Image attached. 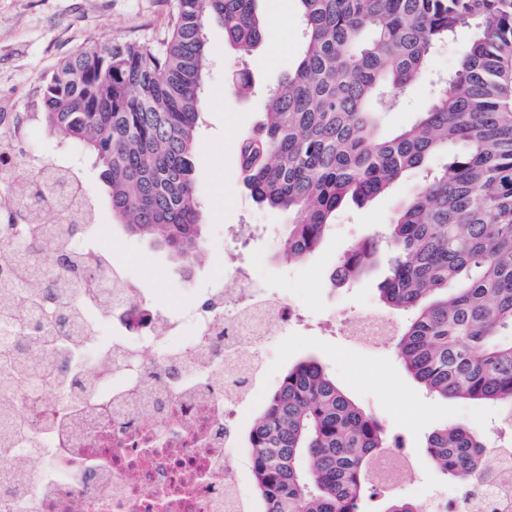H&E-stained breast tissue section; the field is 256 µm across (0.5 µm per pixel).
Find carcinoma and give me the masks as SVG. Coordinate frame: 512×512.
<instances>
[{"label": "carcinoma", "instance_id": "carcinoma-1", "mask_svg": "<svg viewBox=\"0 0 512 512\" xmlns=\"http://www.w3.org/2000/svg\"><path fill=\"white\" fill-rule=\"evenodd\" d=\"M255 2L174 0L157 44L80 48L40 87L38 120L90 156L112 216L184 263L203 247L192 156L210 57L204 29L222 23L225 42L252 54L264 34ZM297 2L302 53L268 96L260 132L240 142L253 199L288 213L280 256L305 260L346 202L423 174L384 239L369 236L348 250L331 281L362 278L388 253L378 298L408 314L393 337L405 369L431 396L500 405L512 430V0ZM463 31L460 63L437 78L431 102L408 127L381 135L378 115L428 77L437 48ZM68 179L45 165L30 191L57 201ZM32 224L23 204L0 211V229ZM26 240L24 280L0 289V321L22 327L0 351V382L36 371L76 388L81 378L55 368L58 342L40 313L51 307L56 323H70L75 281L98 269L69 253L48 267L45 242L35 232ZM244 441L263 512H365L380 491L376 457L390 447L380 421L312 357L283 373ZM485 447L481 432L458 423L426 440L433 466L464 489L490 472ZM383 512L421 507L394 495Z\"/></svg>", "mask_w": 512, "mask_h": 512}]
</instances>
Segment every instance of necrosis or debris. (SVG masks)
Listing matches in <instances>:
<instances>
[{
    "mask_svg": "<svg viewBox=\"0 0 512 512\" xmlns=\"http://www.w3.org/2000/svg\"><path fill=\"white\" fill-rule=\"evenodd\" d=\"M260 230L225 228L237 249L224 267L239 287L208 289L187 310L161 312L131 287H79L85 336L62 364L92 379L79 392L29 372L0 387V512H252L250 471L226 457L248 422L263 346L294 332L302 318L252 281L241 250ZM62 249L119 279L94 234L55 240L47 258ZM102 325L109 338L100 336ZM344 329L372 345L395 332L390 315L373 307ZM29 450L42 465L20 484L15 465ZM493 452L498 467L448 512H512V452Z\"/></svg>",
    "mask_w": 512,
    "mask_h": 512,
    "instance_id": "necrosis-or-debris-1",
    "label": "necrosis or debris"
}]
</instances>
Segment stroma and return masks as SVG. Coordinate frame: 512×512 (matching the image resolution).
Here are the masks:
<instances>
[{
	"instance_id": "obj_1",
	"label": "stroma",
	"mask_w": 512,
	"mask_h": 512,
	"mask_svg": "<svg viewBox=\"0 0 512 512\" xmlns=\"http://www.w3.org/2000/svg\"><path fill=\"white\" fill-rule=\"evenodd\" d=\"M173 4L174 0H0V112L6 113L7 125L28 154L49 163L58 156L67 157L97 204L102 226L98 244L111 250L113 264L125 269L145 302L191 308L214 280L224 279L226 288H234V281L225 279L217 264L226 246L225 226L275 225L276 234L252 241L245 257L272 297L285 298L300 308L303 323L287 346H269L265 392L277 387L288 365L315 357L359 407L381 421L388 435L402 439L412 464L400 496L418 503L439 496L455 499L460 486L430 465L426 439L445 425L465 423L511 444L512 433L499 427L500 408L429 396L405 370L392 345L369 348L340 333L337 312L354 314L377 305V287L387 271L386 263L377 264L368 276L351 285L335 288L330 283L331 273L351 245L391 224L400 204L416 190V178L394 183L365 204L339 209L317 252L297 263L277 255L279 231L288 222L287 214L258 205L243 181L240 139L258 129L267 90L279 84L302 52L297 4L293 2L287 15L279 16L276 42H262L245 59L227 47L221 23L212 21L205 28L210 62L193 179L203 211L207 253L194 264H183L164 249L128 235L112 216L108 191L97 169L36 119L42 80L62 58L84 46L158 40L168 30ZM244 70L251 75L252 90L241 96L233 92L231 79ZM433 94L428 82L416 84L405 106L383 113L381 132L390 135L409 125Z\"/></svg>"
}]
</instances>
